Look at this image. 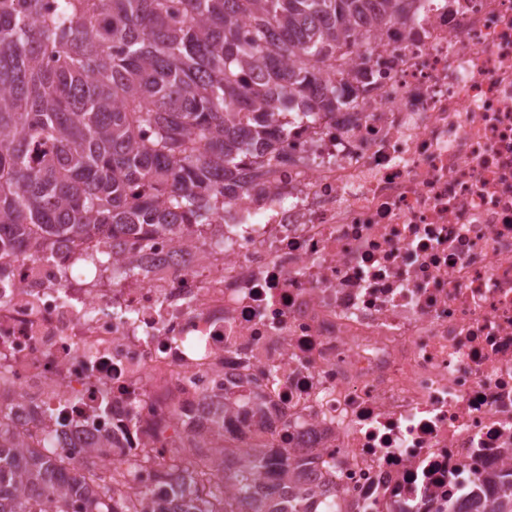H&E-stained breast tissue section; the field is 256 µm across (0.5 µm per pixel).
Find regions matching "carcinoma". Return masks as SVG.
Returning a JSON list of instances; mask_svg holds the SVG:
<instances>
[{
  "instance_id": "obj_1",
  "label": "carcinoma",
  "mask_w": 512,
  "mask_h": 512,
  "mask_svg": "<svg viewBox=\"0 0 512 512\" xmlns=\"http://www.w3.org/2000/svg\"><path fill=\"white\" fill-rule=\"evenodd\" d=\"M414 0H0V250L37 253L211 225L244 192V165L274 157L280 112L350 106L327 61L409 14ZM224 449L163 477L211 512H251L252 478L273 467L285 499L316 512L290 458ZM67 467L0 414V512H120L94 490V451ZM512 512V464L479 480L464 509Z\"/></svg>"
}]
</instances>
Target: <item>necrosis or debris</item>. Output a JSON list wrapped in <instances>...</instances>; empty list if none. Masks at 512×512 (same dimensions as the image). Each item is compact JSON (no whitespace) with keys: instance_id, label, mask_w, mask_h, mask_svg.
Instances as JSON below:
<instances>
[{"instance_id":"necrosis-or-debris-1","label":"necrosis or debris","mask_w":512,"mask_h":512,"mask_svg":"<svg viewBox=\"0 0 512 512\" xmlns=\"http://www.w3.org/2000/svg\"><path fill=\"white\" fill-rule=\"evenodd\" d=\"M329 72L353 105L280 115L223 247L157 235L130 277L0 255V411L99 448L115 498L170 497L163 463L218 431L304 460L325 512H421L512 463V0H417Z\"/></svg>"}]
</instances>
